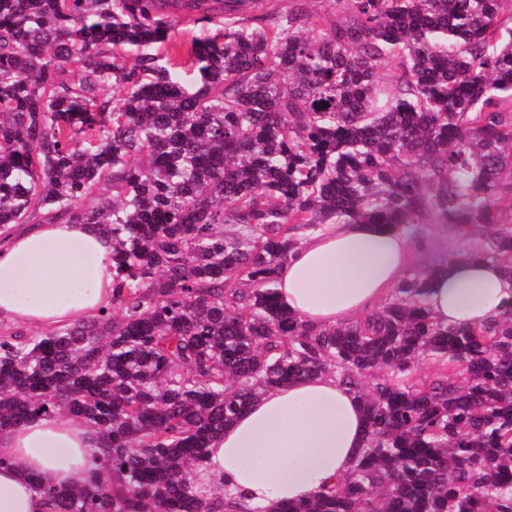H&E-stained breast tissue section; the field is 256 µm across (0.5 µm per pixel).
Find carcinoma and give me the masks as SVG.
Listing matches in <instances>:
<instances>
[{"label": "carcinoma", "instance_id": "1", "mask_svg": "<svg viewBox=\"0 0 512 512\" xmlns=\"http://www.w3.org/2000/svg\"><path fill=\"white\" fill-rule=\"evenodd\" d=\"M224 30L161 51L168 9ZM253 27L243 0H0V241L92 224L112 307L0 337V428L68 412L94 473L51 512H226L189 476L262 392L334 371L362 400L353 472L276 512H512V309L441 325L414 270L364 319L308 327L274 271L300 228L425 225L512 277V15L501 0H328ZM233 224L237 231L224 232ZM457 369L421 383L420 363Z\"/></svg>", "mask_w": 512, "mask_h": 512}]
</instances>
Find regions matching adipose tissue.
Here are the masks:
<instances>
[{"mask_svg": "<svg viewBox=\"0 0 512 512\" xmlns=\"http://www.w3.org/2000/svg\"><path fill=\"white\" fill-rule=\"evenodd\" d=\"M414 249L377 224H327L299 240L276 272L277 297L308 326L362 319L405 277ZM112 243L91 224H23L0 244V326L43 333L112 301ZM442 324L479 326L512 305L499 264L457 258L435 269L426 295ZM365 417L335 374L294 380L254 398L206 450L195 494L222 489L241 512H272L333 488L364 445ZM95 427L66 413L0 430V512H50L34 489L67 488L91 474Z\"/></svg>", "mask_w": 512, "mask_h": 512, "instance_id": "obj_1", "label": "adipose tissue"}]
</instances>
